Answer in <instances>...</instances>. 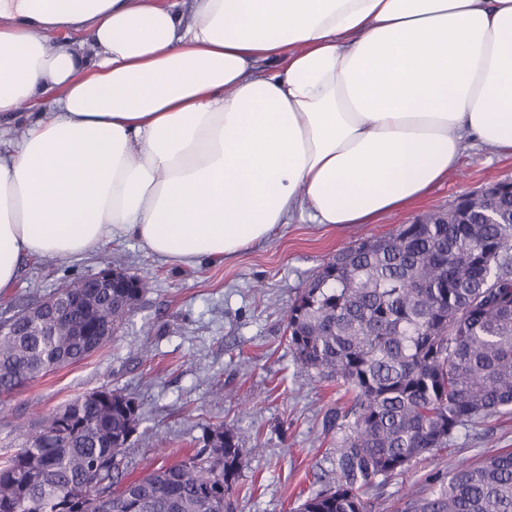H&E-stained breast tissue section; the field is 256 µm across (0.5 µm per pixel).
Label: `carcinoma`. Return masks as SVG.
I'll list each match as a JSON object with an SVG mask.
<instances>
[{
	"instance_id": "1",
	"label": "carcinoma",
	"mask_w": 512,
	"mask_h": 512,
	"mask_svg": "<svg viewBox=\"0 0 512 512\" xmlns=\"http://www.w3.org/2000/svg\"><path fill=\"white\" fill-rule=\"evenodd\" d=\"M499 218L417 224L339 251L285 311L296 365L351 393L336 410V485L298 512H372L367 490L410 463L448 448L458 429L512 410V200ZM139 288L67 282L71 318H37L24 307L0 318V394L99 351L109 336H83L107 319L123 327ZM84 394L31 430L15 425V450L0 458V512H235L239 429L213 427L204 448L128 477L125 450L142 422L135 398ZM96 489L92 498L83 489ZM400 512H512V450L462 463L434 498Z\"/></svg>"
}]
</instances>
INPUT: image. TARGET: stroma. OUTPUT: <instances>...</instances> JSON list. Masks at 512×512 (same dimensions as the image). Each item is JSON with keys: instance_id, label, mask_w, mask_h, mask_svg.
<instances>
[{"instance_id": "obj_1", "label": "stroma", "mask_w": 512, "mask_h": 512, "mask_svg": "<svg viewBox=\"0 0 512 512\" xmlns=\"http://www.w3.org/2000/svg\"><path fill=\"white\" fill-rule=\"evenodd\" d=\"M512 180V156L467 139L461 162L416 204L374 224H284L268 242L221 264L173 266L131 239L93 253L23 261L14 288L0 295V317L35 303L64 282L108 264L145 277L149 287L112 341L84 361L0 396V452L17 421L108 386L134 397L143 422L126 451L131 475L202 447L216 424L243 428L237 512H296L336 481L334 448L343 435L332 414L350 396L333 380L300 370L283 322L288 305L342 248L391 233L425 213L445 211L465 193ZM512 449V412L460 429L447 449L410 463L369 489L374 512H397L405 495L429 497L461 462Z\"/></svg>"}]
</instances>
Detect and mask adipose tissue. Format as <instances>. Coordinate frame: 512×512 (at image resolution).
Instances as JSON below:
<instances>
[{
	"instance_id": "obj_1",
	"label": "adipose tissue",
	"mask_w": 512,
	"mask_h": 512,
	"mask_svg": "<svg viewBox=\"0 0 512 512\" xmlns=\"http://www.w3.org/2000/svg\"><path fill=\"white\" fill-rule=\"evenodd\" d=\"M1 116L0 294L111 240L221 263L512 156V0H0Z\"/></svg>"
}]
</instances>
